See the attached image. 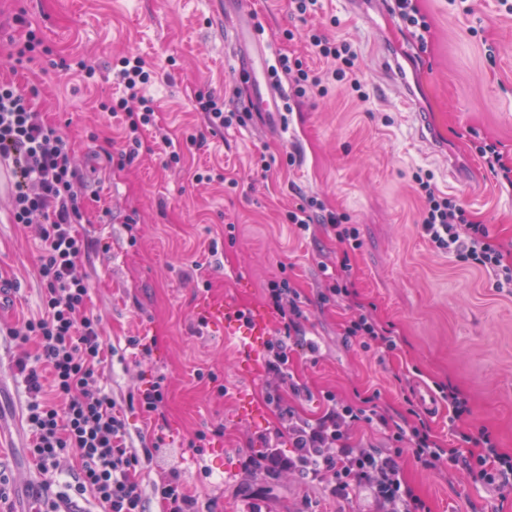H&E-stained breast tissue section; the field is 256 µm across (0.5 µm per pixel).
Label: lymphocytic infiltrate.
I'll return each mask as SVG.
<instances>
[{"mask_svg":"<svg viewBox=\"0 0 512 512\" xmlns=\"http://www.w3.org/2000/svg\"><path fill=\"white\" fill-rule=\"evenodd\" d=\"M307 38L317 54L331 64L335 81L361 91L356 53L349 42L314 31ZM112 76L125 91L124 98L111 106L117 113L125 110L128 100L140 98L151 74L141 57L131 55L120 60ZM2 162L12 164L18 176L11 195L13 222L38 226L44 244L38 276L45 314L10 330L21 343L33 340L38 346L35 359L22 356L15 363L33 396L27 414L32 433L29 453L46 475L58 470L66 454L75 453L79 478L71 487L74 496L92 493L103 512H146L136 474L143 463L151 461L152 450L128 444L122 410L100 384L108 348L102 319L88 306L90 283L81 267L88 241L74 229L82 218L84 196L71 145L58 128L44 121L28 94L0 81ZM414 181L425 199L420 229L434 248L453 254L465 265L493 273L497 287L512 288V264H506L501 248L490 243L487 225L469 220L455 200L436 193L422 176H415ZM286 218L304 232L314 226L333 229L337 240L346 245L358 238L356 229L347 226L345 214L328 209L313 197L288 212ZM265 296L281 324V334L267 361L268 398L276 402L282 390L300 391L288 370V342L299 335L305 314L299 294L289 282H269ZM343 334L383 356L397 348L392 330L368 313L353 316ZM44 368L51 376L47 387L40 374ZM325 400V411L316 423L291 412L282 418L293 447L320 449V460L302 466L291 457L278 467L325 482L336 499H348L356 484L363 482L372 489L381 512H428L402 474L400 459L405 447L424 468L436 469L447 461L455 471L473 476L489 488L512 489V455L499 452L488 429L465 436L464 446L445 448L412 405L394 432L396 449L385 451L352 440L361 425L388 427L389 418L376 396L353 404L330 393Z\"/></svg>","mask_w":512,"mask_h":512,"instance_id":"f902f5d3","label":"lymphocytic infiltrate"}]
</instances>
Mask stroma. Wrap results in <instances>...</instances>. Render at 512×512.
Returning <instances> with one entry per match:
<instances>
[{
	"label": "stroma",
	"instance_id": "35a3bbf8",
	"mask_svg": "<svg viewBox=\"0 0 512 512\" xmlns=\"http://www.w3.org/2000/svg\"><path fill=\"white\" fill-rule=\"evenodd\" d=\"M360 2L355 10L348 0H317L302 19L289 0H251L271 40V62L288 55L325 70L303 38L312 25L352 44L367 94L357 99L331 80L325 93L300 98L280 71L285 121L272 125L244 105L240 48L215 0H0V80L32 93L45 120L67 135L89 184L76 226L91 242L83 261L88 305L116 349L100 383L126 407L130 445L152 440L154 428L129 407V393L160 373L169 381L166 444L138 477L147 512H163L155 485L171 469L216 512H379L364 488L340 502L323 484L288 473L244 480L263 437L279 427L280 411L316 420L329 392L347 402L378 393L396 417L418 400L419 387L433 392L450 383L470 412L456 420L438 405L430 421L442 443L458 444L461 434L485 427L512 453V291L422 237L424 200L414 183L415 174H432L437 191L487 225L493 242L512 241V185L480 156L492 146L512 162V12L501 0H422L431 27L422 45L385 0ZM288 30L294 40L285 38ZM30 32L40 52L21 67L8 53ZM131 54L151 71L143 94L172 146L143 131L129 163L120 152L130 117L142 107L134 100L114 114L107 106L123 95L111 69ZM87 57L99 65L91 79L77 69ZM201 94L232 99L242 123L211 132L196 108ZM418 112L445 152L419 135ZM170 149L181 156L171 166ZM291 152L299 161L290 168ZM261 154L271 165L265 173L254 166ZM205 171L209 179L197 181ZM231 177L238 181L233 189ZM309 197L347 215L358 231L357 250L345 252L333 232L310 235L287 223L288 209ZM41 253L36 227L13 224L0 201V281L15 292L0 312V471L12 484L0 512H32L29 489L44 480L26 449L30 395L14 369L22 351L7 334L41 309ZM344 262L358 303L398 338L386 359L344 336L350 310L320 299L324 268ZM272 280L299 292L304 331L316 346L289 348L288 368L307 393L283 394L276 406L266 401V348L241 360L238 339L208 314L215 301L268 311L264 289ZM131 336L154 340L142 360L127 346ZM212 373L218 382L209 381ZM219 425L223 436H212L203 452L188 448L195 433ZM402 467L430 512H512V492L491 494L453 470H426L409 455Z\"/></svg>",
	"mask_w": 512,
	"mask_h": 512
}]
</instances>
